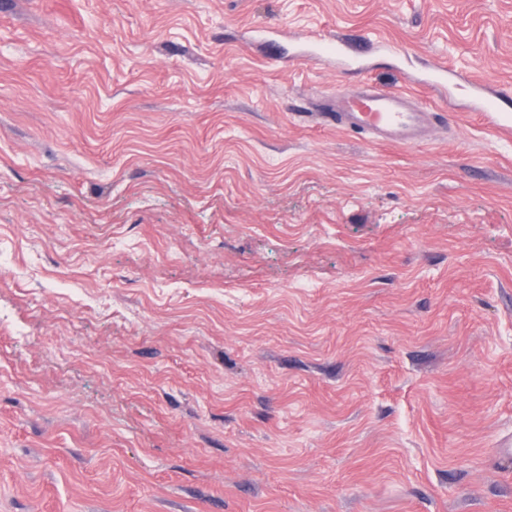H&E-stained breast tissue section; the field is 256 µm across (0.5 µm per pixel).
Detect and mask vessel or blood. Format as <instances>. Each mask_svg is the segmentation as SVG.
<instances>
[{
	"mask_svg": "<svg viewBox=\"0 0 512 512\" xmlns=\"http://www.w3.org/2000/svg\"><path fill=\"white\" fill-rule=\"evenodd\" d=\"M325 118L329 125L400 144L419 140L422 127L429 122L428 113L410 107L408 96L376 89L337 92Z\"/></svg>",
	"mask_w": 512,
	"mask_h": 512,
	"instance_id": "1",
	"label": "vessel or blood"
}]
</instances>
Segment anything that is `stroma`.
Instances as JSON below:
<instances>
[{"mask_svg":"<svg viewBox=\"0 0 512 512\" xmlns=\"http://www.w3.org/2000/svg\"><path fill=\"white\" fill-rule=\"evenodd\" d=\"M364 82L441 122H321ZM478 85L512 0H0V512H512Z\"/></svg>","mask_w":512,"mask_h":512,"instance_id":"stroma-1","label":"stroma"}]
</instances>
